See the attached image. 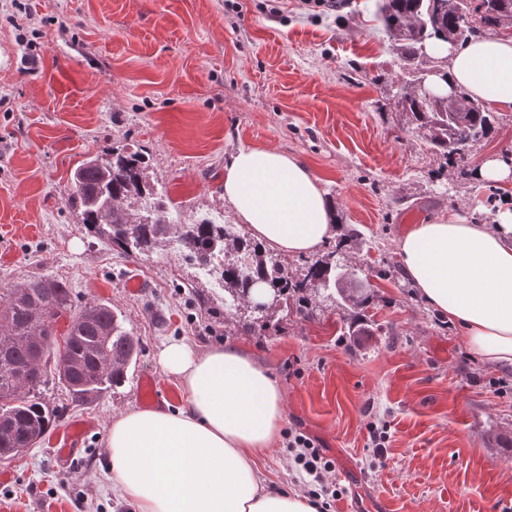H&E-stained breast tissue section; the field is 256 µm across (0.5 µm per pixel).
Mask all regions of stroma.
<instances>
[{
    "mask_svg": "<svg viewBox=\"0 0 512 512\" xmlns=\"http://www.w3.org/2000/svg\"><path fill=\"white\" fill-rule=\"evenodd\" d=\"M0 0V288L49 276L75 304L111 305L139 344L125 381L84 405L58 380L41 400L60 418L34 448L0 464V512H135L116 494L105 438L112 415L142 408V376L160 401L184 404L159 363L163 342L248 349L284 390L288 428L317 438L353 481L335 512H512V367L470 354L458 327L420 297L396 243L409 225L457 214L490 224L512 202V179L481 182L480 164H512V111L469 153V174L447 166L398 112L387 83L404 62L375 18L379 0ZM34 25H27V17ZM132 145L148 180L169 195V221L234 222L224 167L242 147L296 158L335 213L326 250L387 270L373 278L368 336L342 333L346 314L318 292L311 318L267 322L224 315V288L185 260L175 236L127 256L67 204L84 159ZM139 276L147 288L128 291ZM87 423L80 451L62 457L64 430ZM387 423L382 455L367 425ZM265 486L303 489L285 441L257 460Z\"/></svg>",
    "mask_w": 512,
    "mask_h": 512,
    "instance_id": "obj_1",
    "label": "stroma"
}]
</instances>
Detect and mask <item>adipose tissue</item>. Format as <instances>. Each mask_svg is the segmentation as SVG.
<instances>
[{
    "label": "adipose tissue",
    "instance_id": "adipose-tissue-1",
    "mask_svg": "<svg viewBox=\"0 0 512 512\" xmlns=\"http://www.w3.org/2000/svg\"><path fill=\"white\" fill-rule=\"evenodd\" d=\"M432 54L471 101L512 109L511 37L484 32ZM224 197L279 251L309 254L333 234L318 179L277 150L240 148L224 168ZM494 220L491 228L456 215L414 224L397 249L420 296L458 326L468 350L512 366V208H498ZM158 360L185 406L124 411L106 434L114 486L136 512H314L301 494L260 480L255 456L279 437L285 404L250 353L233 343L199 352L173 339Z\"/></svg>",
    "mask_w": 512,
    "mask_h": 512
}]
</instances>
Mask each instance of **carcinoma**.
Segmentation results:
<instances>
[{"mask_svg": "<svg viewBox=\"0 0 512 512\" xmlns=\"http://www.w3.org/2000/svg\"><path fill=\"white\" fill-rule=\"evenodd\" d=\"M481 24L498 27L512 16V0H486ZM459 7L448 0H382L378 9L385 36L406 61L405 77L393 81L392 99L414 129L424 132L433 152L452 165H463L466 145L488 138L490 113L467 99L463 92L453 102L436 103L419 97L413 88L432 80L439 68H424L428 49L437 42H466L473 25L460 22ZM147 158L138 148H112L103 158L82 161L72 172L68 205L82 223L127 254H144L172 233L162 213L172 204L146 180ZM177 234L183 247L199 263H221L215 272L224 282V312L235 315L247 306L250 282L259 281L273 297L257 311L260 317L290 310L312 315L308 293L320 288L336 295L350 312L344 335L368 333L366 310L371 298L369 275L356 265L341 262L334 249L313 262L301 279L288 276L277 256L256 240L240 234L235 225L200 221L181 224ZM69 315L64 334L65 353L57 359L49 352L41 369L32 366L31 337L56 335L55 324ZM138 354V342L106 303L74 307L66 284L51 277L30 279L0 288V450L32 448L57 422L56 411L40 401L37 392L48 380L51 367H64L59 383L76 403L100 397L124 381Z\"/></svg>", "mask_w": 512, "mask_h": 512, "instance_id": "cac0c4a2", "label": "carcinoma"}]
</instances>
